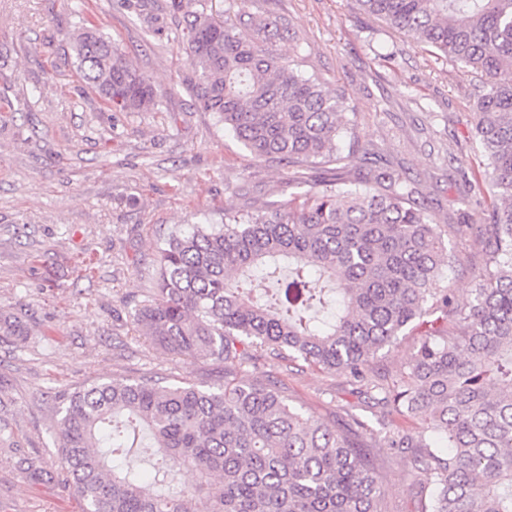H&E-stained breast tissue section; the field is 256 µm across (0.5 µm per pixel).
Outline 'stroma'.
<instances>
[{"instance_id":"1","label":"stroma","mask_w":512,"mask_h":512,"mask_svg":"<svg viewBox=\"0 0 512 512\" xmlns=\"http://www.w3.org/2000/svg\"><path fill=\"white\" fill-rule=\"evenodd\" d=\"M129 63L161 91L149 112H115L77 73L71 34L80 5ZM214 15L272 16L289 32L262 33L271 54L297 60L354 106L362 153L412 180L459 263L448 271L467 304L485 259L489 198L477 171L474 101L480 76L436 58L365 13L358 0H208ZM182 13L171 0H0V315L22 336L0 335V512H80L57 452L64 395L93 380L153 376L206 389L223 363L173 354L138 336L129 317L154 286L158 240L245 206L283 207L287 181L324 169L258 161L191 96ZM423 327L411 325L373 368L395 382ZM267 372L290 405L324 422L372 419L345 376L296 362ZM49 474L31 482L15 452ZM382 512H416L428 474L377 453Z\"/></svg>"}]
</instances>
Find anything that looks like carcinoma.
Instances as JSON below:
<instances>
[{"mask_svg":"<svg viewBox=\"0 0 512 512\" xmlns=\"http://www.w3.org/2000/svg\"><path fill=\"white\" fill-rule=\"evenodd\" d=\"M182 30L189 85L257 160L290 167L343 160L344 97L221 21L204 0ZM446 59L480 71L475 137L491 200L486 261L470 302L456 304L445 267L458 258L400 182L373 163L284 209L226 211L173 230L157 251L155 288L132 321L177 355L224 363V384L97 380L63 400L59 454L81 512H382L372 448L425 471L418 512H512V0H359ZM77 69L108 107L144 112L158 90L90 17L72 35ZM446 329L422 340L399 383L370 375L379 351L427 311ZM271 361L340 371L380 408L374 429H347L288 404L262 374ZM418 421L412 431L404 424ZM31 479L42 460L23 456ZM193 472L177 485L174 467ZM221 477L220 485L212 476Z\"/></svg>","mask_w":512,"mask_h":512,"instance_id":"1","label":"carcinoma"}]
</instances>
